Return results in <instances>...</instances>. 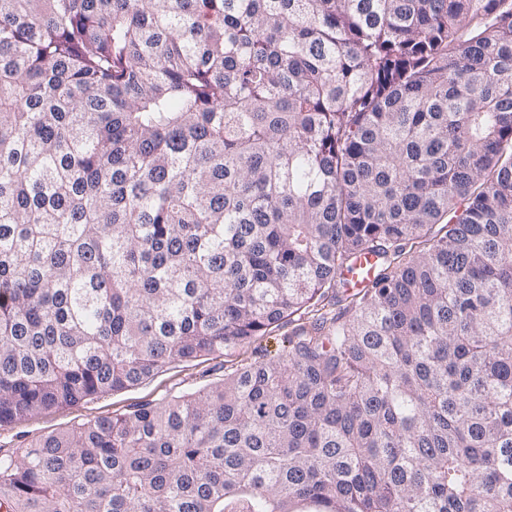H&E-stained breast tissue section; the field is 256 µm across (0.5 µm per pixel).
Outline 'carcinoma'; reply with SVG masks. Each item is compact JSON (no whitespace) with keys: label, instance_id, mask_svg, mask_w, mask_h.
Instances as JSON below:
<instances>
[{"label":"carcinoma","instance_id":"1","mask_svg":"<svg viewBox=\"0 0 512 512\" xmlns=\"http://www.w3.org/2000/svg\"><path fill=\"white\" fill-rule=\"evenodd\" d=\"M296 315L0 512H512V0H0V426Z\"/></svg>","mask_w":512,"mask_h":512}]
</instances>
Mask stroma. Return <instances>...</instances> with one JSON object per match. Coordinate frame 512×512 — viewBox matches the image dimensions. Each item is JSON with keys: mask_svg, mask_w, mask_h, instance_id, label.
Wrapping results in <instances>:
<instances>
[{"mask_svg": "<svg viewBox=\"0 0 512 512\" xmlns=\"http://www.w3.org/2000/svg\"><path fill=\"white\" fill-rule=\"evenodd\" d=\"M282 337V331L278 330L228 356L219 353L176 362L131 389L109 392L0 426V451H21L48 434L76 424L121 414L137 404L159 402L181 392H193L219 383L225 374L233 372L242 363L272 360L281 346Z\"/></svg>", "mask_w": 512, "mask_h": 512, "instance_id": "stroma-1", "label": "stroma"}]
</instances>
